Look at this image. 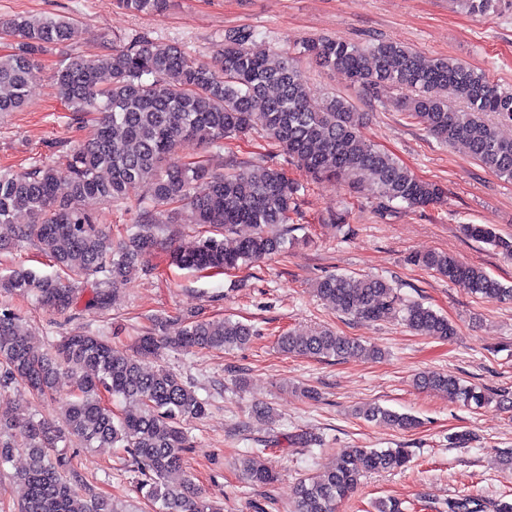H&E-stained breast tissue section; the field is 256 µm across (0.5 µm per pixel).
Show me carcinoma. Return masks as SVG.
Returning <instances> with one entry per match:
<instances>
[{"label": "carcinoma", "instance_id": "obj_1", "mask_svg": "<svg viewBox=\"0 0 512 512\" xmlns=\"http://www.w3.org/2000/svg\"><path fill=\"white\" fill-rule=\"evenodd\" d=\"M126 11L159 14L167 0H118ZM75 19L64 15H30L0 20V35L14 50L0 53V112H15L40 72L39 58L57 43L78 37ZM246 29L224 31L212 62L200 61L180 46L161 47L146 37L131 40L89 58L73 57L58 65L52 81L58 95L77 114H96L95 135L66 152L70 188L59 194L51 167L0 170V223L10 224L25 212L30 222L16 227L14 238L0 239V252L22 242L35 245L62 271L43 276L17 268L0 278V292L32 297L42 308L63 313L78 297L80 281L95 277L90 304L105 307L109 288L139 273L163 244L169 224H197L224 230V237H201L171 254L172 263L195 271H225L281 252L283 225L298 212L296 179L277 166L250 168L230 160L222 174L209 172L206 160L178 155L186 140L206 149L224 148V140L255 130L277 143L306 176L335 180L351 192L389 211L401 203L410 209L444 201L443 188L415 176L387 152L359 134L363 113L343 95H333L323 109L308 106L310 88L294 57L253 47ZM299 56L340 71L367 99L384 92L431 134L448 145L462 144L497 176L512 180V140L504 139L493 116L512 122V91L484 72L452 58L427 59L404 44L379 39L367 44L329 37L304 42ZM206 182L203 193L196 184ZM148 181L152 203H137V232L117 241L97 224L95 206L126 200L127 189ZM250 224L254 233L234 236L236 226ZM465 234L512 257V239L486 224H466ZM418 266L437 272L481 298L512 302V287L483 268L447 253L415 257ZM319 298L338 313L370 322L398 317L413 332L446 340L456 335L448 318L431 307L405 299L381 276L354 278L329 274L315 286ZM168 319L157 316L139 337L134 354H123L102 336L73 331L47 349L34 346L21 316L0 307V391L21 384L38 400H54V381L64 369L73 381L71 399L49 416L27 418L0 404V467L11 462L13 433L27 440L26 466L14 475L20 490L19 512H131V505L105 495H83L82 478L67 455L55 453L72 439L83 448H121L141 475L136 489L153 512H224L184 470L183 454L191 438L183 421L206 415L208 403L176 373L146 362L160 350L240 348L250 343L252 328L231 319H183L177 336L166 335ZM287 354L317 358L379 356L359 341L325 328L315 333L289 332L278 339ZM415 384L453 402L483 407L484 388L447 373H420ZM133 408L120 413L105 396ZM368 422L400 431L418 427L416 417L377 404L358 411ZM405 448H355L333 467L299 480L288 512H336L365 473L407 467ZM244 479L268 486L277 479L271 466L244 457ZM447 512H484L481 497L458 494Z\"/></svg>", "mask_w": 512, "mask_h": 512}]
</instances>
